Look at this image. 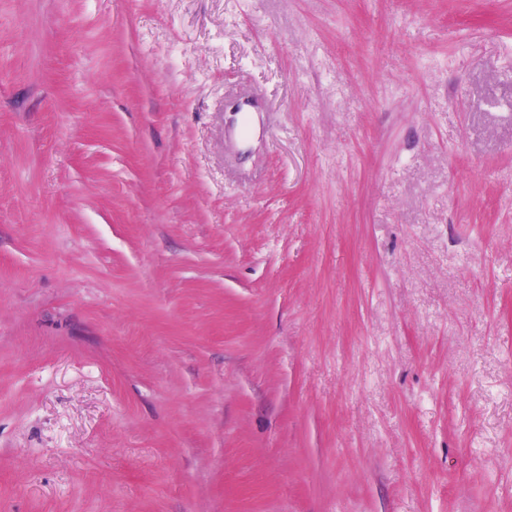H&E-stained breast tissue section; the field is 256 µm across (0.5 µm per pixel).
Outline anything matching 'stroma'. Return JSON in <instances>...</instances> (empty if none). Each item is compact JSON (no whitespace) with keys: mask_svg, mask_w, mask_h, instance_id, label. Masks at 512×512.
Returning <instances> with one entry per match:
<instances>
[{"mask_svg":"<svg viewBox=\"0 0 512 512\" xmlns=\"http://www.w3.org/2000/svg\"><path fill=\"white\" fill-rule=\"evenodd\" d=\"M0 512H512V0H0Z\"/></svg>","mask_w":512,"mask_h":512,"instance_id":"1","label":"stroma"}]
</instances>
